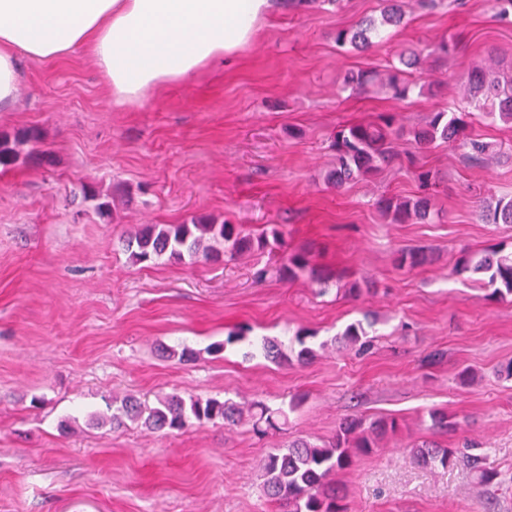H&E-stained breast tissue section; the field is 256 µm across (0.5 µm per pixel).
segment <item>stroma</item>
<instances>
[{"label": "stroma", "instance_id": "stroma-1", "mask_svg": "<svg viewBox=\"0 0 512 512\" xmlns=\"http://www.w3.org/2000/svg\"><path fill=\"white\" fill-rule=\"evenodd\" d=\"M389 42L337 47V30L380 18V0L279 6L235 56L188 83L115 106L94 60L79 52L26 60L0 135L17 162L0 168V512H285L263 494L271 449L297 438L331 441L348 417L395 419L396 433L339 472L347 512H512V296L492 300L462 257L512 253V224L482 221L489 200L512 197V162L473 165L463 147L399 143L401 157L336 190L323 175L330 137L343 125L394 115L424 123L460 111L469 74L488 61L512 72V20L487 0L428 9L398 0ZM448 40L442 57L432 47ZM422 52L406 71V99L354 91L346 75L389 73L402 50ZM431 169L428 221L394 224L375 203L411 200ZM94 186L111 204L97 214ZM206 216L281 245L195 262L135 263L125 242L148 224ZM422 249L424 262L400 264ZM306 252L293 279L284 255ZM328 279L321 292L319 279ZM375 336L364 355L338 342L354 322ZM313 358H296V333ZM268 336L287 361L248 358ZM190 348L182 361L176 350ZM230 400L238 422L190 421L156 432L112 425L128 395ZM283 410L257 433L249 410ZM457 422L442 435L429 414ZM471 442L498 473L453 462L430 468L414 444Z\"/></svg>", "mask_w": 512, "mask_h": 512}]
</instances>
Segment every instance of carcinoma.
<instances>
[{
    "instance_id": "carcinoma-1",
    "label": "carcinoma",
    "mask_w": 512,
    "mask_h": 512,
    "mask_svg": "<svg viewBox=\"0 0 512 512\" xmlns=\"http://www.w3.org/2000/svg\"><path fill=\"white\" fill-rule=\"evenodd\" d=\"M402 20L396 0H383L380 21L363 20L337 30L336 44L367 49L373 45V40L383 39L385 27L398 26ZM465 108L466 111L459 114L437 111L425 124L406 131L394 125V117L390 114H381L372 123L339 128L331 138L335 165L327 172L325 182L340 189L355 178L392 163L399 158L396 141L405 135L410 137L415 148L421 150L437 142L456 144L464 137L465 117L469 109L511 125L512 75L502 76L498 72L477 69L467 84ZM464 146L465 157L473 165L483 163L494 151L491 144L477 138L466 140ZM378 207L395 223H402L412 216L426 221L432 211L431 199L426 195L399 202L382 199ZM482 217L491 224H512V199H498L493 205L487 204L482 210ZM208 238L224 243L234 254L264 249L269 244L265 235H248L238 224H213L200 217L192 219L189 224L149 226L135 238L127 240L126 247L135 263L165 255L175 260H196L213 251V247L204 245ZM308 266L309 260L304 253L292 252L282 258L278 272L282 276L295 277ZM462 268L488 276V285L493 287L491 296H512V255L491 250L476 261L464 260ZM343 340L359 345L361 351L368 349L371 343L368 332L359 324L348 326ZM257 352L273 362L287 360L281 345L273 339H262ZM240 417V409L229 401L198 397L186 400L173 394L158 399L154 407L127 397L120 402L118 412L112 415V424L119 426L127 419L156 431L182 430L192 419L198 422L222 419L234 423ZM396 430L394 419L351 418L340 424L335 437L327 443L320 445L297 440L285 448H276L263 463L266 494L282 503L287 512H346L335 475L350 468L356 456L372 453L379 439ZM413 452L429 467L446 468L456 459L455 449L433 441L416 445Z\"/></svg>"
}]
</instances>
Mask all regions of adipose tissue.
<instances>
[{"label":"adipose tissue","instance_id":"ef3b65f1","mask_svg":"<svg viewBox=\"0 0 512 512\" xmlns=\"http://www.w3.org/2000/svg\"><path fill=\"white\" fill-rule=\"evenodd\" d=\"M271 0H0V111L18 59L90 52L117 106L192 79L252 42Z\"/></svg>","mask_w":512,"mask_h":512}]
</instances>
